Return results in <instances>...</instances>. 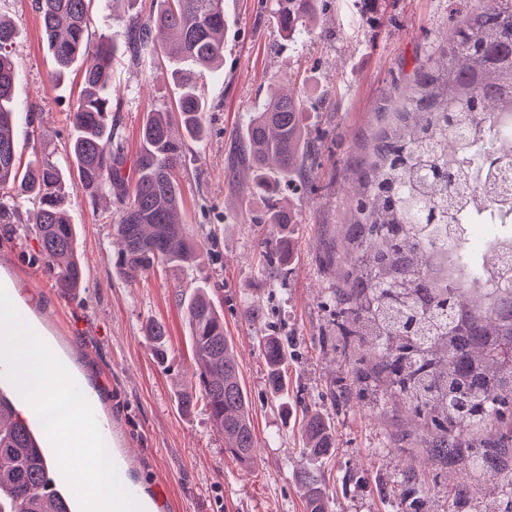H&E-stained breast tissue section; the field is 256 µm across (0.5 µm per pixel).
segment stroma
<instances>
[{"instance_id": "stroma-1", "label": "stroma", "mask_w": 512, "mask_h": 512, "mask_svg": "<svg viewBox=\"0 0 512 512\" xmlns=\"http://www.w3.org/2000/svg\"><path fill=\"white\" fill-rule=\"evenodd\" d=\"M489 0H321L312 35L288 41L274 21L276 0H224V65L197 79L206 100L207 138L188 142L176 173L181 219L200 248L197 263L159 267L128 280L114 234L120 205L110 194L74 190L69 215L85 267L82 286L58 288L33 230L35 201L18 199V221L0 224V272L19 287V306L46 336L71 375L88 389L112 425L116 447L130 449L126 480L160 499V512H304L297 474L322 479L330 512H402L405 475L428 495L418 512H448V488L468 481L461 466L438 461L420 423L378 380L359 381L366 348L344 349L336 336L334 293L352 265L344 232L361 193L358 170L390 124L421 65L446 43L465 14ZM16 31L14 110L17 160L37 147L71 169L69 112L83 86L72 70L58 86L33 0H0ZM88 40L113 37L110 88L121 99L112 120L128 164L143 144L149 111L175 110L178 76L161 53L135 55L116 22L112 0H91ZM301 92L309 137L319 145L308 182L290 195L295 224L284 238L282 275L269 277L261 258L273 227L251 171L238 162L239 139L271 86ZM208 288L236 350L257 437L253 463H237L203 408L182 411L177 395L190 384L194 360L181 298ZM260 304L258 320L248 303ZM165 325L169 359L159 362L145 335ZM289 341L288 409L268 386L259 336ZM318 412L333 435L332 455L303 451V410Z\"/></svg>"}]
</instances>
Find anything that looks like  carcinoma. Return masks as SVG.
Segmentation results:
<instances>
[{"instance_id": "obj_1", "label": "carcinoma", "mask_w": 512, "mask_h": 512, "mask_svg": "<svg viewBox=\"0 0 512 512\" xmlns=\"http://www.w3.org/2000/svg\"><path fill=\"white\" fill-rule=\"evenodd\" d=\"M90 0H34L55 64L56 85L76 67L83 91L69 113L75 131L70 156L76 179L66 181L62 167L43 155L20 171L14 138L15 65L9 47L16 32L0 18V187L38 203L35 228L49 272L63 288H78L84 267L77 232L67 211L70 191L91 196L116 193L121 210L115 232L123 255V274L134 278L164 264L197 261V245L179 219L181 193L174 170L184 149L172 135L205 139V103L196 73L224 64V0H163L148 20L121 15L137 53L162 44L173 59L191 65L180 76L177 115L149 112L142 127L143 149L135 178L126 177L125 147L112 125L120 102L112 101L109 74L115 52L107 38L92 45L87 36ZM275 20L293 40L311 33L318 0H277ZM512 107V0H495L461 19L449 39L442 63L421 67L404 95L402 111L374 140L361 172L363 194L356 200L345 236L354 274L336 289V335L363 344L372 354L371 372L419 419L432 435L430 446L441 460L463 465L474 479L498 481L501 497L487 508L512 512V261L491 264L470 250L457 249L448 283L436 284L430 257L454 234V221L472 191L469 169L448 155L454 144L474 149L488 168V184L502 187L501 175L512 156L485 152L487 142L512 137L498 120ZM302 98L270 93L263 110L249 119L242 136L243 159L259 190L268 176L292 190V174L307 158ZM268 223L286 227L293 214L282 206L268 212ZM270 274L285 262L280 241L264 243ZM198 390L178 393L191 410L201 404L219 432L226 452L247 464L254 461L256 437L247 392L234 346L224 336V315L207 289L186 304ZM153 352L166 358L165 326L147 325ZM259 350L268 367L272 393L286 387L288 340L262 336ZM306 454L316 460L332 448L330 427L316 413L306 415ZM37 433L0 390V512H69L62 489L53 486L35 457ZM306 512H329L326 490L311 471L300 474ZM474 498L470 483L448 498V512H460Z\"/></svg>"}]
</instances>
